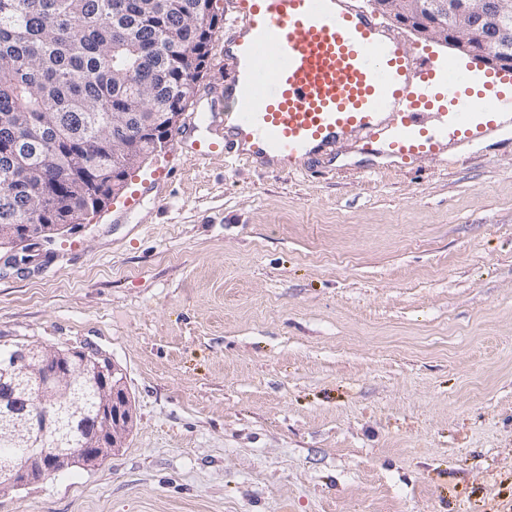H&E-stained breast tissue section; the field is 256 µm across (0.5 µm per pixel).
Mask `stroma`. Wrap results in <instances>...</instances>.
<instances>
[{
	"label": "stroma",
	"mask_w": 512,
	"mask_h": 512,
	"mask_svg": "<svg viewBox=\"0 0 512 512\" xmlns=\"http://www.w3.org/2000/svg\"><path fill=\"white\" fill-rule=\"evenodd\" d=\"M420 66L485 62L380 16ZM318 171L166 147L38 264L0 253V348L123 371V448L0 512H512V116Z\"/></svg>",
	"instance_id": "35a3bbf8"
}]
</instances>
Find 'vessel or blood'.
<instances>
[{
  "mask_svg": "<svg viewBox=\"0 0 512 512\" xmlns=\"http://www.w3.org/2000/svg\"><path fill=\"white\" fill-rule=\"evenodd\" d=\"M238 7V25L223 41L234 76L206 91L203 117H189L174 143L196 160L230 154L291 174L357 129L370 135L366 151H378L384 131L398 153L412 155L490 126L461 104L469 75L453 66L443 89L458 107L443 125L423 126L420 100L435 69L415 68L399 40L345 0H238Z\"/></svg>",
  "mask_w": 512,
  "mask_h": 512,
  "instance_id": "obj_1",
  "label": "vessel or blood"
}]
</instances>
